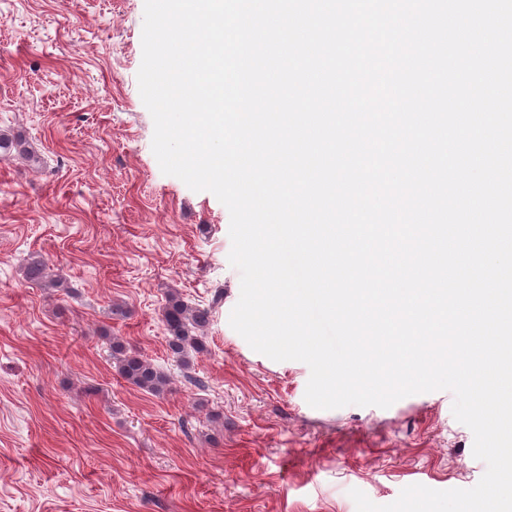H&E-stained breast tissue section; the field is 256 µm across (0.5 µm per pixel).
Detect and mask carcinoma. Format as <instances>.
I'll return each mask as SVG.
<instances>
[{"mask_svg":"<svg viewBox=\"0 0 512 512\" xmlns=\"http://www.w3.org/2000/svg\"><path fill=\"white\" fill-rule=\"evenodd\" d=\"M14 151L33 164L40 163V158L26 149L21 136L9 137L1 133L0 154L6 156ZM26 276L33 282L46 280L52 288H61L64 284L60 278H48L46 263L37 257L28 261ZM162 321L167 334L168 348L174 356L182 360L187 350L200 352L204 349V331L210 324L209 309L193 307L183 301L178 294L171 293L162 308ZM112 359L122 378L141 390L160 394L168 385V378L164 374L141 354L130 350L119 338L112 341Z\"/></svg>","mask_w":512,"mask_h":512,"instance_id":"obj_1","label":"carcinoma"}]
</instances>
